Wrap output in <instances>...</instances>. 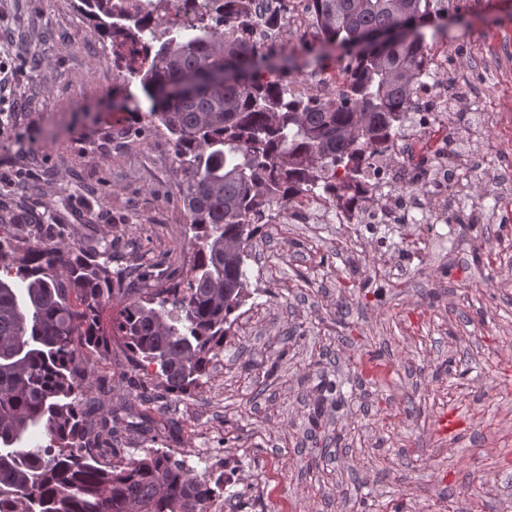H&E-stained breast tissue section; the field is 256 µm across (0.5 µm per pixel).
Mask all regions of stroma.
<instances>
[{"label": "stroma", "instance_id": "1", "mask_svg": "<svg viewBox=\"0 0 512 512\" xmlns=\"http://www.w3.org/2000/svg\"><path fill=\"white\" fill-rule=\"evenodd\" d=\"M444 28L461 136L492 110L459 200L481 224H266L247 263L251 296L207 376L165 396L156 445L212 465L236 499L223 512H512V0H431ZM0 209L52 212L71 244L126 241L175 268L186 218L163 134H141L138 83H117L109 39L76 0H0ZM37 193H30V186ZM293 332L283 341L284 332ZM280 359L276 377L264 373ZM268 380L258 390L259 380ZM342 392H335V385ZM454 412L456 432L437 431Z\"/></svg>", "mask_w": 512, "mask_h": 512}]
</instances>
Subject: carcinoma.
Masks as SVG:
<instances>
[{"label": "carcinoma", "instance_id": "1", "mask_svg": "<svg viewBox=\"0 0 512 512\" xmlns=\"http://www.w3.org/2000/svg\"><path fill=\"white\" fill-rule=\"evenodd\" d=\"M309 2L322 49L350 50L331 102L284 85L320 59L300 65L246 36L260 14L275 24L266 0H215L191 29L154 0H78L94 33L145 47L119 79L139 81L144 122L171 141L189 264L177 278L156 275L155 288H133L142 263L112 267L110 242L87 250L0 237V512H205L224 492L222 477L193 473L169 448L127 453L116 428L155 442L161 395L103 412L110 389L91 372L115 346L153 388L197 387L245 302L246 260L266 213L302 193L349 198L366 156L402 135L427 66L430 0ZM396 28L407 37L354 49ZM115 296L122 308L106 331L100 313Z\"/></svg>", "mask_w": 512, "mask_h": 512}]
</instances>
